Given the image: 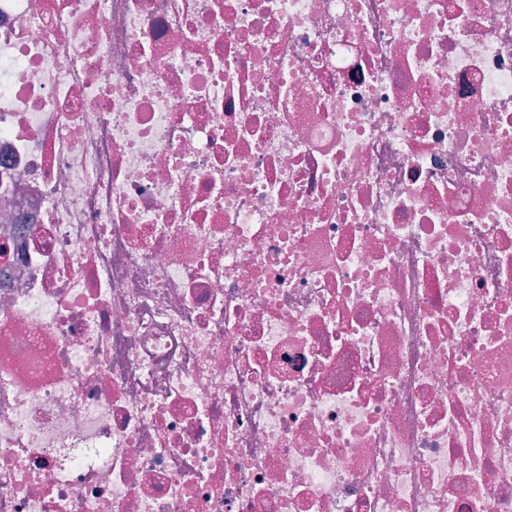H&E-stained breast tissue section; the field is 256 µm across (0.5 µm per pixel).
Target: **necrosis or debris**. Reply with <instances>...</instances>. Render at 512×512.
<instances>
[{"instance_id": "1", "label": "necrosis or debris", "mask_w": 512, "mask_h": 512, "mask_svg": "<svg viewBox=\"0 0 512 512\" xmlns=\"http://www.w3.org/2000/svg\"><path fill=\"white\" fill-rule=\"evenodd\" d=\"M0 512H512V0H0Z\"/></svg>"}]
</instances>
